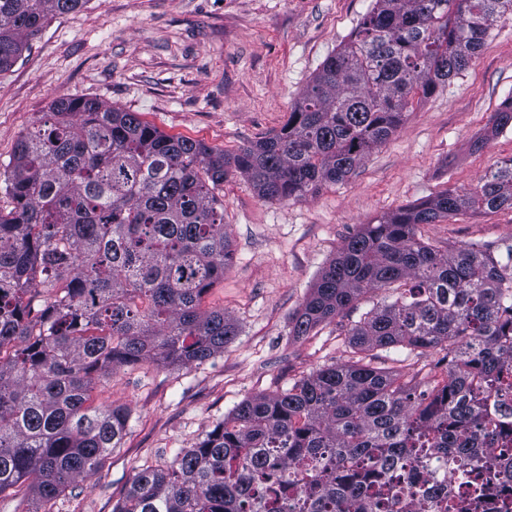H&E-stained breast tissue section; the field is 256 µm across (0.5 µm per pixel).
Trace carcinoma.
I'll list each match as a JSON object with an SVG mask.
<instances>
[{
    "instance_id": "cac0c4a2",
    "label": "carcinoma",
    "mask_w": 512,
    "mask_h": 512,
    "mask_svg": "<svg viewBox=\"0 0 512 512\" xmlns=\"http://www.w3.org/2000/svg\"><path fill=\"white\" fill-rule=\"evenodd\" d=\"M87 0H0V74L56 14ZM512 0H376L327 56L281 129L234 156L159 132L95 99L59 100L0 163V494L29 482L43 503L98 472L129 412L87 405L93 373L145 362L203 364L239 334L203 295L224 277V178L268 201L341 182L414 103L464 70ZM512 126V97L487 136ZM512 207V158L476 190L448 188L349 237L291 318L290 335L378 297L347 335L359 359L237 405L194 448L145 467L115 512H373L371 491L417 444L473 473L498 429L484 407L512 366V237L495 250L418 237L466 211ZM440 349L421 390L366 360ZM395 492V491H393ZM402 493L395 492V497ZM424 512H453L432 484Z\"/></svg>"
}]
</instances>
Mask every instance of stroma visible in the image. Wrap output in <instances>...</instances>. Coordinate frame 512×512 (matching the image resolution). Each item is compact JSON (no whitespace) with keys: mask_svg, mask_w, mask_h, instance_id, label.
<instances>
[{"mask_svg":"<svg viewBox=\"0 0 512 512\" xmlns=\"http://www.w3.org/2000/svg\"><path fill=\"white\" fill-rule=\"evenodd\" d=\"M375 0H86L52 17L0 74V162L61 98H94L135 112L170 135L235 155L278 131L325 58L348 40ZM512 96V16L501 18L468 67L404 121L347 181L287 202L260 199L250 181H224V276L203 296L240 328L202 365L144 363L94 375L89 403L121 406L130 429L103 467L54 503L28 484L0 494V512H115L130 479L195 447L250 397L270 396L344 361V328L370 302L311 335L290 334L322 268L344 241L385 213L461 192L512 157V127L487 136L492 112ZM488 142L481 149L472 143ZM451 248L512 237V209L465 212L421 225Z\"/></svg>","mask_w":512,"mask_h":512,"instance_id":"1","label":"stroma"}]
</instances>
